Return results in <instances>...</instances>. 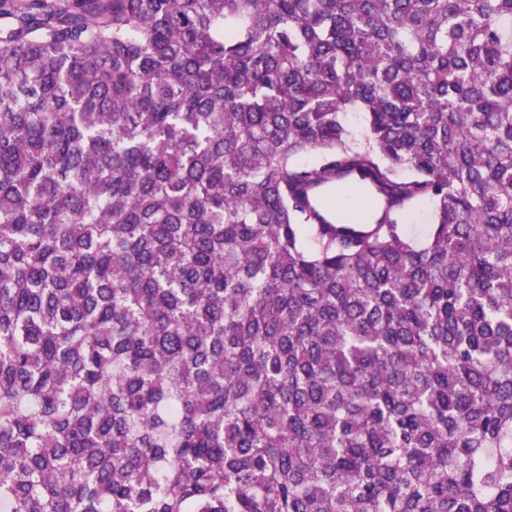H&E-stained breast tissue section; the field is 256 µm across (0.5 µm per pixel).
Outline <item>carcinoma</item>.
I'll return each instance as SVG.
<instances>
[{
	"instance_id": "carcinoma-1",
	"label": "carcinoma",
	"mask_w": 512,
	"mask_h": 512,
	"mask_svg": "<svg viewBox=\"0 0 512 512\" xmlns=\"http://www.w3.org/2000/svg\"><path fill=\"white\" fill-rule=\"evenodd\" d=\"M1 504L512 512V0H0ZM417 219L407 225L409 237L418 244L425 241L430 220L431 204L422 202L416 206Z\"/></svg>"
}]
</instances>
